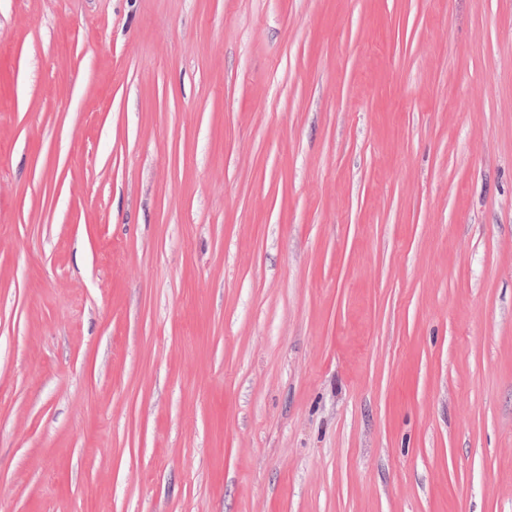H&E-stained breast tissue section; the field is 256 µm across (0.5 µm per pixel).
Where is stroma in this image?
Masks as SVG:
<instances>
[{
	"mask_svg": "<svg viewBox=\"0 0 512 512\" xmlns=\"http://www.w3.org/2000/svg\"><path fill=\"white\" fill-rule=\"evenodd\" d=\"M0 512H512V0H0Z\"/></svg>",
	"mask_w": 512,
	"mask_h": 512,
	"instance_id": "1",
	"label": "stroma"
}]
</instances>
